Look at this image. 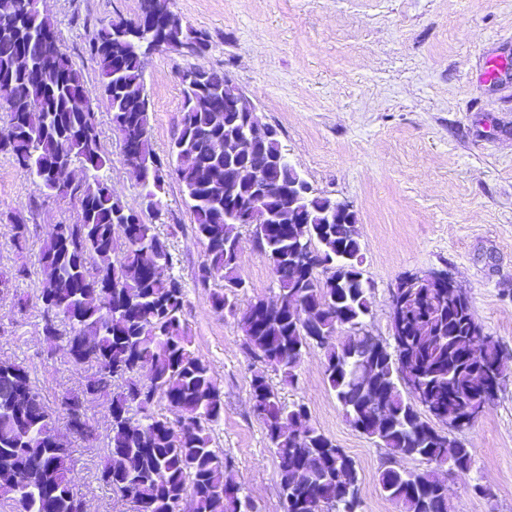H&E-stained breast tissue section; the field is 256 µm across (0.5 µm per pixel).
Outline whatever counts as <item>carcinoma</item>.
<instances>
[{"instance_id":"1","label":"carcinoma","mask_w":512,"mask_h":512,"mask_svg":"<svg viewBox=\"0 0 512 512\" xmlns=\"http://www.w3.org/2000/svg\"><path fill=\"white\" fill-rule=\"evenodd\" d=\"M120 18L100 28L93 38L91 59L98 71V97L112 112L115 129L141 135V167L137 171L146 195L158 201L164 189L163 165L176 175L190 209L195 230L206 244L196 285L207 288L216 280L224 288L210 293L217 311L235 312L229 295L243 282L239 274L238 227L224 223V178L208 180L203 172L224 166L217 145L237 136L236 112H216L211 100L236 90L226 73L189 69L181 76L183 116L179 134L162 162L148 138V105L143 61L146 44L130 39L118 42L114 30ZM54 24L41 11L39 0H19L9 17L0 21V103L7 112L9 131L0 136V154L14 158L25 175L47 196L70 197L79 208L75 224H61L41 247L43 273L39 298L43 329L60 335L94 338V347L81 359L97 369L103 385L123 380L110 405V433L103 477L112 491L134 492V512H177L186 494L194 512H256L253 501L241 495L228 476L224 456L213 448L209 423L224 412V400L209 366L190 349L185 318V286L175 277L159 280L136 275L142 262L164 267L174 257L159 238L155 225L140 224L137 241L123 242L117 215L132 211L114 196L101 174L110 158L102 148L94 113L77 99L90 100L82 70L62 47L53 48L42 33ZM164 38L169 43L207 49V34L177 18ZM42 69L40 77L19 70L20 54ZM283 152L276 137L242 158L248 167L264 166ZM79 163L86 178L71 187L62 180V166ZM310 223L298 228L299 241L267 236L259 247L276 265L277 309L261 313L251 307L239 326L247 349L282 373L288 383L310 346L326 348L325 380L341 405L346 420L356 425L372 406L360 395L357 378L371 352L366 319L371 311V284L364 277V252L357 227L344 219H326L336 209L329 197L309 196ZM309 245L330 271L320 279L295 280L290 269L297 245ZM405 335L403 348L375 362L379 379L389 394L382 406L384 418L361 431L386 449L379 484L384 495L402 512H448L445 484L435 471H406L392 465L403 458L440 457L448 471H467L474 449L454 435L437 430L430 419L464 421L480 395L481 380L505 370L500 345L493 337L476 354H459L476 326L469 298L444 299L438 289L420 282L408 289L401 305ZM345 336L332 344L339 332ZM147 370L148 380L140 378ZM41 397L19 365L0 362V476L25 460L42 464L41 478L12 492L0 481L12 501V512H41L43 495L54 494L56 512H79L82 501L74 492L70 452L48 448L47 428L62 416L75 418L68 399L55 410L42 406L40 420L22 421L14 412V386ZM253 412L263 424L279 459L280 488L286 512H314L309 490L319 495L328 512H358L359 475L354 461L324 433L308 424L304 405L287 406L262 374L251 380ZM178 412L176 423L150 413L157 394ZM145 412L146 422L133 424L132 407ZM306 455L317 462L313 486L293 469V460Z\"/></svg>"}]
</instances>
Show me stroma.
<instances>
[{
    "mask_svg": "<svg viewBox=\"0 0 512 512\" xmlns=\"http://www.w3.org/2000/svg\"><path fill=\"white\" fill-rule=\"evenodd\" d=\"M62 47L89 87L98 73L88 45L110 20L134 19L140 0H43ZM172 11L205 31L195 56L157 51L144 63L148 136L166 156L182 118L183 70L227 73L275 127L284 150L313 190L349 202L373 286L368 331L392 341L390 295L411 272L444 270L469 296L485 333L498 341L505 377L486 410L458 437L474 448L470 470L447 482L450 512H512V73L484 78L490 57L512 58V0H172ZM106 170L115 195L140 209L174 256L172 275L186 290L192 351L205 361L224 398L211 423L213 446L227 459L242 495L258 512H285L279 460L253 414L251 380L264 374L285 404H305L310 424L350 456L359 473L360 512H400L379 474L385 451L346 420L324 380L325 351L311 348L294 383L284 382L243 344L236 314L216 313L196 287L206 246L175 177L165 179L159 208L144 211L141 182L125 164L112 115L92 100ZM29 226L24 252L10 242V215ZM70 198L42 194L11 156L0 154V361L29 372L44 403L83 398L93 439L56 428L70 450L74 490L85 512H132L102 479L113 387L85 394L94 367L71 360L42 333L38 255L59 224L78 221ZM238 311L274 299L277 282L242 224ZM30 274L16 279L17 265ZM483 493H475L474 485Z\"/></svg>",
    "mask_w": 512,
    "mask_h": 512,
    "instance_id": "stroma-1",
    "label": "stroma"
}]
</instances>
